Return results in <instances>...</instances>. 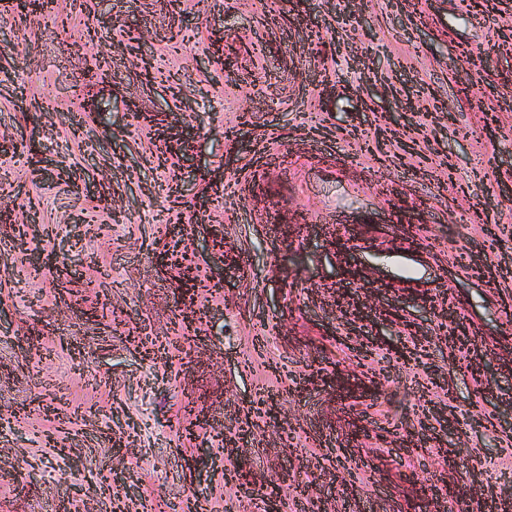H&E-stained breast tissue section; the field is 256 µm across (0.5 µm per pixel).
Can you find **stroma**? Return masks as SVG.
Masks as SVG:
<instances>
[{
    "label": "stroma",
    "instance_id": "1",
    "mask_svg": "<svg viewBox=\"0 0 512 512\" xmlns=\"http://www.w3.org/2000/svg\"><path fill=\"white\" fill-rule=\"evenodd\" d=\"M16 2L0 512H512V0Z\"/></svg>",
    "mask_w": 512,
    "mask_h": 512
}]
</instances>
